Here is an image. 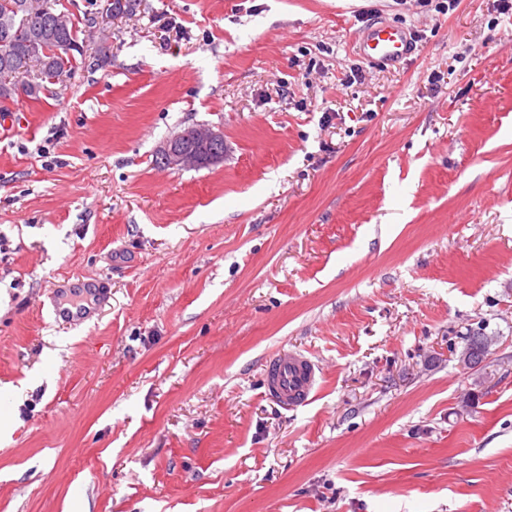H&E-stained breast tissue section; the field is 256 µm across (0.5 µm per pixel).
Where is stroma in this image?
Instances as JSON below:
<instances>
[{
    "label": "stroma",
    "instance_id": "1",
    "mask_svg": "<svg viewBox=\"0 0 512 512\" xmlns=\"http://www.w3.org/2000/svg\"><path fill=\"white\" fill-rule=\"evenodd\" d=\"M97 47L105 0H52ZM376 21L414 52L373 65ZM0 106V512H512V9L136 0ZM224 159L158 166L192 125ZM111 296L63 325L53 284ZM493 343L476 368L469 336ZM311 354L305 404L266 359Z\"/></svg>",
    "mask_w": 512,
    "mask_h": 512
}]
</instances>
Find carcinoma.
I'll use <instances>...</instances> for the list:
<instances>
[{"mask_svg":"<svg viewBox=\"0 0 512 512\" xmlns=\"http://www.w3.org/2000/svg\"><path fill=\"white\" fill-rule=\"evenodd\" d=\"M25 0H0V36L8 30L7 43L0 42V97L14 96L21 90L35 96L43 88V82H51L63 77L73 66L75 55L83 54V46L77 40V29L68 15H63L64 23L58 24L56 11L47 3L43 11L30 16L22 29L13 25L14 9L22 8ZM33 51L44 59V68L34 81L17 86L16 78L26 75L21 70L27 51ZM489 348L488 338L473 335L468 339L465 352L469 353V366L480 365Z\"/></svg>","mask_w":512,"mask_h":512,"instance_id":"obj_1","label":"carcinoma"}]
</instances>
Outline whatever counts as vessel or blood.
<instances>
[{"label": "vessel or blood", "instance_id": "vessel-or-blood-1", "mask_svg": "<svg viewBox=\"0 0 512 512\" xmlns=\"http://www.w3.org/2000/svg\"><path fill=\"white\" fill-rule=\"evenodd\" d=\"M361 56L370 62L393 65L410 55L413 43L408 30L391 24H372L359 38ZM94 289H85L81 300L65 298L61 319L69 325L81 324ZM318 376L314 362L304 353L291 351L270 361L266 369L267 392L277 401L294 405L305 402L316 388Z\"/></svg>", "mask_w": 512, "mask_h": 512}]
</instances>
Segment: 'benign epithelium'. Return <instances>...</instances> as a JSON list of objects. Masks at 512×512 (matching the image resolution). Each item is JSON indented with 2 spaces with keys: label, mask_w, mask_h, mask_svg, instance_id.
Wrapping results in <instances>:
<instances>
[{
  "label": "benign epithelium",
  "mask_w": 512,
  "mask_h": 512,
  "mask_svg": "<svg viewBox=\"0 0 512 512\" xmlns=\"http://www.w3.org/2000/svg\"><path fill=\"white\" fill-rule=\"evenodd\" d=\"M223 135L210 128L194 126L175 134L157 150L164 166L173 169H197L222 160L219 152H206L211 144L221 141Z\"/></svg>",
  "instance_id": "obj_1"
}]
</instances>
